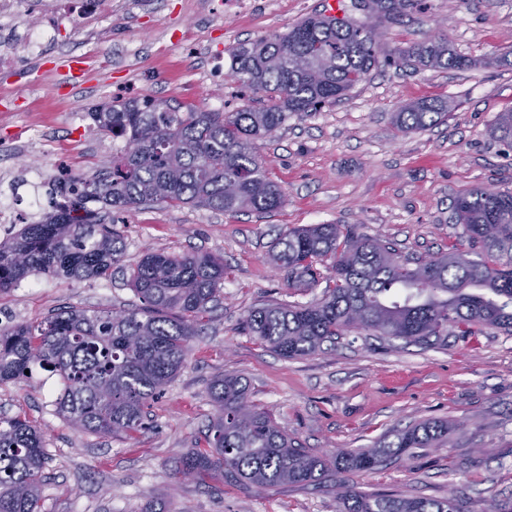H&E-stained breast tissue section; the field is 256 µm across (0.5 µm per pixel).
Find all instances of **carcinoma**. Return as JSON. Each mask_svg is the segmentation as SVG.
I'll use <instances>...</instances> for the list:
<instances>
[{
	"label": "carcinoma",
	"mask_w": 512,
	"mask_h": 512,
	"mask_svg": "<svg viewBox=\"0 0 512 512\" xmlns=\"http://www.w3.org/2000/svg\"><path fill=\"white\" fill-rule=\"evenodd\" d=\"M384 16L416 0H372ZM391 57L418 68L459 69L468 60L439 39L391 51L374 27L325 15L310 16L282 35L232 48V70L244 104L210 112L170 100H115L89 112L100 133L124 136V149L90 174L67 173L75 198L53 206L0 242V293L31 275L100 279L122 267L123 237L114 213L145 205L192 204L226 214L272 213L284 202L258 154V141L288 115L313 112L342 99L378 63ZM262 95L265 106L252 105ZM448 106L432 102L395 113L401 132L438 124ZM512 148V109L489 127ZM453 220L471 251L454 248L410 261L381 239L342 224H312L282 232L273 262L290 288L324 286L305 303H264L248 311L244 329L286 358L336 346L339 336L366 332L423 349L448 345L454 329L477 336L512 335V193L483 188L454 199ZM142 306L124 314L64 308L37 324L0 325V383H31L37 370L58 376L57 411L96 435L144 429L145 408L184 364L197 324L224 287V261L212 255L148 252L130 268ZM215 413L205 446L176 461L175 474L208 488L235 482L264 490L315 484L330 490L339 512H472L465 494L431 498L374 494L347 474L394 463L415 448L448 442V422L428 419L394 429L370 448L318 456L303 448L252 403L244 378L223 375L209 388ZM47 456L43 436L27 419L0 418V512H41Z\"/></svg>",
	"instance_id": "obj_1"
}]
</instances>
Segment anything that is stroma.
<instances>
[{
  "mask_svg": "<svg viewBox=\"0 0 512 512\" xmlns=\"http://www.w3.org/2000/svg\"><path fill=\"white\" fill-rule=\"evenodd\" d=\"M238 16L210 14L204 0H112L95 27L56 22V42L25 48L27 19L0 31L16 56L0 71V96L16 111L0 112V143L13 145L10 172L29 161L43 170L66 165L92 173L112 153V139L87 114L116 97H155L210 111H233L236 84L213 90L202 74L230 68L229 51L246 40L287 33L324 12L322 0H249ZM342 17L376 27L389 49L447 38L467 67L447 72L379 61L346 96L315 112L289 116L259 143L268 175L285 203L269 214H224L190 204L144 206L122 215L124 266L107 279L33 275L0 294V324L36 322L62 307H140L128 269L149 251L222 257L224 288L209 320L141 432L104 437L76 429L57 414L58 377L47 385L0 384V414L33 421L47 464L41 512H138L150 499L172 512H338L326 488L291 484L266 490L225 484L214 491L175 476L173 464L203 444L214 414L213 380L246 378L250 398L272 409L303 448L322 455L370 447L394 428L424 419L463 422L443 448L354 475L370 493L440 498L449 485L472 500L512 497V335L453 332L438 349L392 348L357 332L335 349L281 357L244 333L247 311L267 301L307 302L321 289L292 290L269 259L279 233L307 224H343L425 257L450 245L467 249L450 221L462 191L512 192V150L488 135L497 113L512 108V0H426L388 19L369 0H341ZM79 61L83 81L64 82L59 68ZM440 100L448 116L403 133L392 124L402 107Z\"/></svg>",
  "mask_w": 512,
  "mask_h": 512,
  "instance_id": "1",
  "label": "stroma"
}]
</instances>
